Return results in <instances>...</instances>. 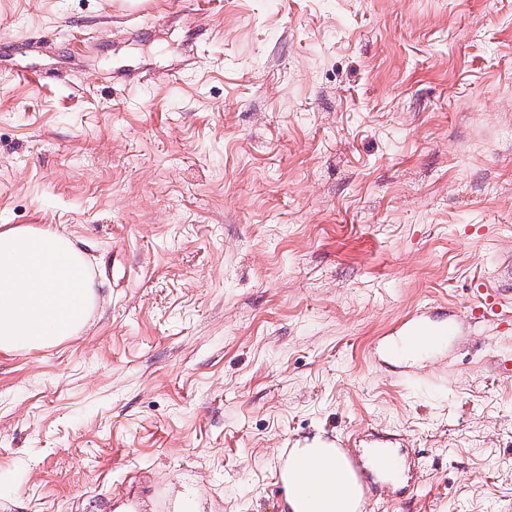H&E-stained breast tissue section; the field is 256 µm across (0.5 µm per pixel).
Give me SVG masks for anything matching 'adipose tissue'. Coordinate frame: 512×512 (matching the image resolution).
<instances>
[{"label": "adipose tissue", "instance_id": "ef3b65f1", "mask_svg": "<svg viewBox=\"0 0 512 512\" xmlns=\"http://www.w3.org/2000/svg\"><path fill=\"white\" fill-rule=\"evenodd\" d=\"M72 240L31 226L0 228V351L56 344L85 325L93 303ZM282 512H362L360 477L341 449L317 439L280 469Z\"/></svg>", "mask_w": 512, "mask_h": 512}]
</instances>
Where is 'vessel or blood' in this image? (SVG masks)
Returning a JSON list of instances; mask_svg holds the SVG:
<instances>
[{"mask_svg": "<svg viewBox=\"0 0 512 512\" xmlns=\"http://www.w3.org/2000/svg\"><path fill=\"white\" fill-rule=\"evenodd\" d=\"M110 7L130 16L146 17L154 12V0H111ZM459 328L458 319L438 321L427 308H419L406 320L403 340L388 346L387 353L402 363L416 356L440 353L447 348L449 340L458 335Z\"/></svg>", "mask_w": 512, "mask_h": 512, "instance_id": "vessel-or-blood-1", "label": "vessel or blood"}]
</instances>
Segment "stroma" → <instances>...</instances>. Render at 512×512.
<instances>
[{
	"label": "stroma",
	"instance_id": "stroma-1",
	"mask_svg": "<svg viewBox=\"0 0 512 512\" xmlns=\"http://www.w3.org/2000/svg\"><path fill=\"white\" fill-rule=\"evenodd\" d=\"M0 0V225L77 243L86 326L0 351V512H280L289 449L408 448L365 512H512V0ZM44 74L33 85L18 71ZM153 0H114L110 2L111 10L125 13L129 16H153ZM405 336L395 345H388V355L401 363H408L414 356H429L440 353L448 347L453 336L459 334L460 322L449 318L447 322L437 321L428 308L417 309L404 323Z\"/></svg>",
	"mask_w": 512,
	"mask_h": 512
}]
</instances>
